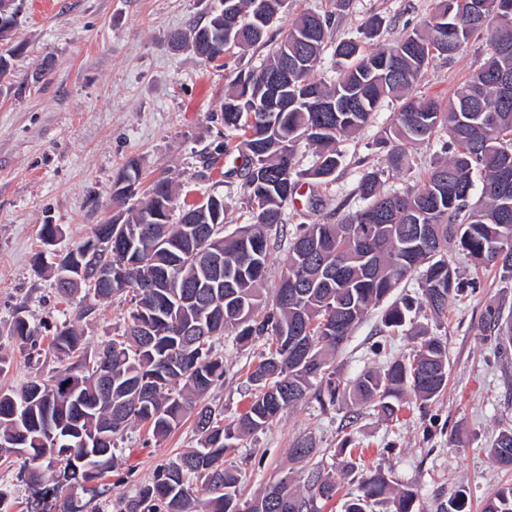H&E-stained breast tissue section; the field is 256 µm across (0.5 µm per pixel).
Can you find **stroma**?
<instances>
[{
  "mask_svg": "<svg viewBox=\"0 0 512 512\" xmlns=\"http://www.w3.org/2000/svg\"><path fill=\"white\" fill-rule=\"evenodd\" d=\"M216 6V0H15L16 25L0 40V55L10 62L9 75L0 80V354L10 361L0 387L17 391L64 370L65 361L50 346L64 320L74 319L91 352L122 331L128 301H99L92 314L75 319L79 299L60 302L37 256L43 249L42 225H59L58 247L65 250L108 220L115 208L113 182L127 158L140 159L144 184L171 179L181 202L223 196L234 224L247 221L243 158L235 150L220 151L224 93L233 71L259 64L292 19L324 10L325 2L289 0L266 44L234 50L218 62L169 48L167 32L206 23ZM432 8V0H353L350 11L334 20L331 39L357 37L365 19L376 14L384 25L374 42L387 44L423 25ZM488 49L482 38L453 60L437 59L416 92L452 96ZM395 113V104H385L369 127L343 143L334 183L300 179L287 207V227L270 256L267 289L277 285L297 225L335 223L360 206L356 189L362 173L387 166L386 151L375 140ZM446 258L472 288L449 304L444 320L434 321L423 311L412 314L415 326L448 346L444 395L423 408L409 405L393 422L344 400L324 409L306 399L229 452L245 496L286 475L303 487L306 475L291 460L290 448L305 435L315 444L316 462L336 473L342 470L340 444L350 440L364 472L383 474L394 489L416 491V512H442L460 490L468 495L470 512H481L500 487L512 484V467L489 455L498 433L512 429V353L501 354L479 332L486 304L502 293L500 276L456 249ZM19 309L34 331L35 347L20 346L9 335ZM383 312L373 308L337 351L334 364L343 379L410 356L418 344L409 332L385 331ZM217 346L224 356V379L208 402L222 409L229 423L247 406L246 372L263 345L242 347L228 334ZM196 441L189 420L162 439L153 438L145 425H131L116 452V468L78 493L83 512H116L160 464ZM18 475L16 457L0 451V491L9 512H61L65 494L52 492L34 504Z\"/></svg>",
  "mask_w": 512,
  "mask_h": 512,
  "instance_id": "obj_1",
  "label": "stroma"
}]
</instances>
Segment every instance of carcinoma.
<instances>
[{
    "label": "carcinoma",
    "instance_id": "cac0c4a2",
    "mask_svg": "<svg viewBox=\"0 0 512 512\" xmlns=\"http://www.w3.org/2000/svg\"><path fill=\"white\" fill-rule=\"evenodd\" d=\"M505 1L512 3L434 0L424 27L372 52L360 40H341L333 52L338 76L328 86L314 72L332 20L352 0H327L329 9L297 16L263 64L236 71L222 120L244 158L247 227L253 229L245 242L237 229L224 233L227 205L221 196L184 204L172 221V184L162 179L140 192L141 166L129 159L113 184V198L123 208L112 223L92 231L112 236V249L87 262L81 285H56L62 297L83 292L89 311L96 301L128 297L124 331L90 354L83 334L63 324L51 344L68 366L29 381L18 393L0 389V450L22 460L21 479L40 486L60 463V481L81 487L86 472L102 476L114 467L116 441L127 427L145 423L153 437L164 438L192 417L200 433L197 446L160 466L118 512H319L317 501L331 500L338 481L309 467L315 454L311 438L301 437L291 448L293 461L308 468L305 496L296 494L286 476L274 484L276 494L244 497L238 470L226 464L227 452L311 393L323 406L346 396L387 420L398 418L412 398L422 405L436 400L448 386V351L425 330L415 332L421 341L412 357L363 371L349 382L330 356L340 345L336 330L349 336L372 307L415 273L422 305L434 320L445 318L450 301L473 287L443 258L450 243L475 265L497 268L503 287L512 288V173H505L512 170V6L503 8ZM229 2L231 20L220 23L214 16L204 25L174 30L170 46L216 61L233 46L262 42L287 0ZM484 32L488 56L451 99L413 93L436 59H452ZM388 98L400 101L392 125L376 140L388 148V169L411 168L410 152L437 135L445 138L446 156L415 190L388 192L382 188L384 172L362 174L357 194L364 206L337 223L300 225L285 259L288 276L300 287L287 286L282 276L266 300L272 235L283 231L298 185L297 150L303 144L313 150L307 176L333 182L342 162L339 144L371 123ZM371 212L381 214V221L367 225ZM108 263L126 271L124 286L89 287L97 267ZM144 272L162 287H141ZM413 304L409 296L392 302L383 326L403 329ZM506 304L504 296L489 302L480 323L481 334L505 353L512 348ZM203 323L215 336L198 335ZM229 330L243 345L266 340L268 352L249 370L246 411L226 424L223 411L202 398L224 378L214 337ZM10 338L22 346L33 338L21 311ZM105 363L112 367L110 384L98 378ZM489 453L494 462L512 466V430L500 432ZM415 500L413 490L396 493L379 473L362 475L344 512H373L374 505L415 512ZM483 512H512V485L490 497Z\"/></svg>",
    "mask_w": 512,
    "mask_h": 512
}]
</instances>
